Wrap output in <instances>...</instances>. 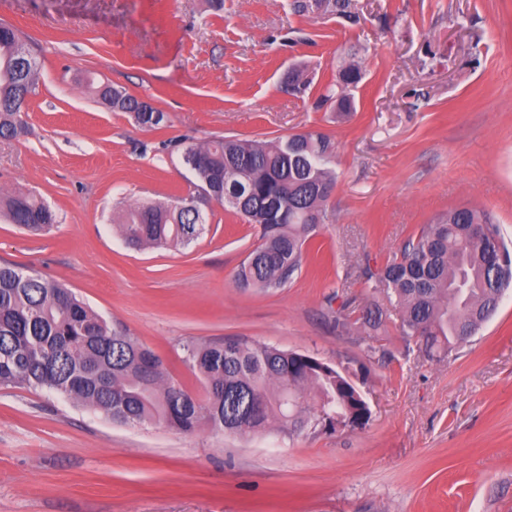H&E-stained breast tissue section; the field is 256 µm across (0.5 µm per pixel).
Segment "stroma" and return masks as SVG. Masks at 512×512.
<instances>
[{
	"mask_svg": "<svg viewBox=\"0 0 512 512\" xmlns=\"http://www.w3.org/2000/svg\"><path fill=\"white\" fill-rule=\"evenodd\" d=\"M0 0L39 62L26 131L0 139V197L23 188L57 222L34 236L0 220V262L66 284L203 394L187 349L232 337L346 367L371 409L360 427L191 436L124 425L60 394L0 387V512H512V289L444 359L347 319L382 296L367 271L423 224L489 211L512 245V0ZM358 64L355 109L314 108ZM163 112L158 129L105 108L85 77ZM319 130L335 150L329 220L285 287H240L259 243L213 203L189 245L129 247L127 207L187 195L189 144Z\"/></svg>",
	"mask_w": 512,
	"mask_h": 512,
	"instance_id": "35a3bbf8",
	"label": "stroma"
}]
</instances>
